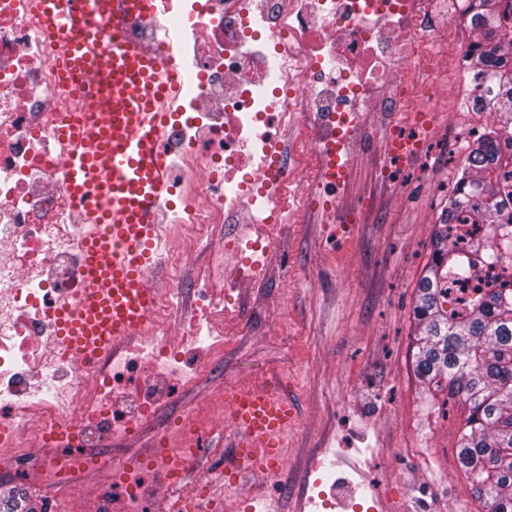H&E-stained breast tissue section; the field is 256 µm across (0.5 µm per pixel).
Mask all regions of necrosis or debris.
Segmentation results:
<instances>
[{"instance_id":"obj_1","label":"necrosis or debris","mask_w":512,"mask_h":512,"mask_svg":"<svg viewBox=\"0 0 512 512\" xmlns=\"http://www.w3.org/2000/svg\"><path fill=\"white\" fill-rule=\"evenodd\" d=\"M435 0H162L160 28L128 33L173 60L182 85L165 151L180 202L163 225L161 263L180 274L175 239L210 240L216 224L238 231L226 245L249 280L260 255L282 245L281 224L323 209L295 175L327 168L339 142L353 141L356 112L384 104L399 112L444 95L431 29ZM35 0H0V471L25 474L74 495V512H244L252 493L214 503L178 486L212 421L183 418L163 428L149 465L127 455L121 470L88 465L84 449L104 438L135 437L167 411L170 392L205 377L224 354V321L233 306L194 276L200 317L178 324L179 305L161 297L157 315L173 336H145L125 352L75 362L53 314L81 286L82 225L64 187L77 144L65 138L85 103L58 76L59 59L34 14ZM423 68L424 78L411 72ZM280 186L265 196L268 180ZM254 205L239 209L240 193ZM97 498L80 492L93 472Z\"/></svg>"}]
</instances>
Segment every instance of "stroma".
<instances>
[{
    "label": "stroma",
    "mask_w": 512,
    "mask_h": 512,
    "mask_svg": "<svg viewBox=\"0 0 512 512\" xmlns=\"http://www.w3.org/2000/svg\"><path fill=\"white\" fill-rule=\"evenodd\" d=\"M434 19L447 34L439 65L448 92L432 103L443 127L421 156L391 166L381 113H362L360 145L331 204L283 225L288 250L269 253L260 281L240 282L235 255L221 250L235 225H215L209 245L188 247L192 270L223 255L219 288L238 316L224 329L222 360L207 381L175 394L169 422L212 412L230 385L276 383L297 410L278 475L213 480V448L234 444L220 424L186 477L195 488L236 496L258 486L279 512H324L318 494L332 474L334 512H348L355 495L369 512H483L457 456L465 407L414 373L413 298L433 233L468 144L498 124L466 106L472 83L460 49L469 29L455 11Z\"/></svg>",
    "instance_id": "obj_1"
}]
</instances>
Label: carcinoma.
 <instances>
[{
	"instance_id": "1",
	"label": "carcinoma",
	"mask_w": 512,
	"mask_h": 512,
	"mask_svg": "<svg viewBox=\"0 0 512 512\" xmlns=\"http://www.w3.org/2000/svg\"><path fill=\"white\" fill-rule=\"evenodd\" d=\"M462 7L477 34L467 57L477 89L472 107L499 113L502 126L470 147L435 233L413 308L414 370L468 408L461 469L489 512H512V0H462ZM489 263L498 282L459 295L457 286ZM0 512L36 510L17 492L0 496Z\"/></svg>"
}]
</instances>
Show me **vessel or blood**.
<instances>
[{"label":"vessel or blood","instance_id":"vessel-or-blood-1","mask_svg":"<svg viewBox=\"0 0 512 512\" xmlns=\"http://www.w3.org/2000/svg\"><path fill=\"white\" fill-rule=\"evenodd\" d=\"M36 15L65 60V73L86 100L88 143L67 164L66 190L82 222L84 286L57 319L75 357L90 362L112 345L150 334L162 290L147 280L157 250L158 226L170 194L161 156L170 120L165 107L177 94L171 61L129 42L131 19L157 18L155 0H37ZM111 19L112 38L97 24ZM235 438L228 472L264 459L280 466V450L295 409L278 388L245 390L224 408Z\"/></svg>","mask_w":512,"mask_h":512}]
</instances>
